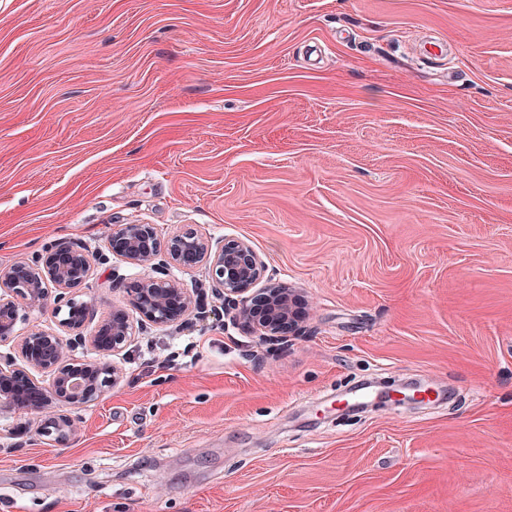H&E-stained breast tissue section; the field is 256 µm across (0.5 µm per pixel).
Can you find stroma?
Masks as SVG:
<instances>
[{
  "instance_id": "stroma-1",
  "label": "stroma",
  "mask_w": 512,
  "mask_h": 512,
  "mask_svg": "<svg viewBox=\"0 0 512 512\" xmlns=\"http://www.w3.org/2000/svg\"><path fill=\"white\" fill-rule=\"evenodd\" d=\"M130 223L306 333L148 329L67 446L0 419V512H512V0H0V270ZM365 380L451 391L337 417Z\"/></svg>"
}]
</instances>
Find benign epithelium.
Listing matches in <instances>:
<instances>
[{
    "label": "benign epithelium",
    "instance_id": "obj_1",
    "mask_svg": "<svg viewBox=\"0 0 512 512\" xmlns=\"http://www.w3.org/2000/svg\"><path fill=\"white\" fill-rule=\"evenodd\" d=\"M107 249L125 262L150 272L139 275L127 291V306H114L96 319L89 301L74 287L91 269L90 250L79 239L48 248L31 262L0 271V345L11 351L0 354V417L16 412L39 414L52 402L81 406L114 389L125 372L114 356L135 341L136 329L147 325L179 327L188 313L205 309L204 294L191 293L170 275L203 266L211 295L223 301L224 313L233 323L273 351L302 335L296 323L292 289L269 286L260 293L252 288L264 265L246 243L224 239L220 246L187 227L161 240L152 224H118L107 238ZM50 310L60 330L35 329L18 334L22 307ZM138 314L133 321L127 308ZM92 347L96 357L77 360L72 353ZM422 387L402 386L390 391L401 404L418 405ZM75 430L74 419L59 414L42 421L40 433L65 445Z\"/></svg>",
    "mask_w": 512,
    "mask_h": 512
}]
</instances>
